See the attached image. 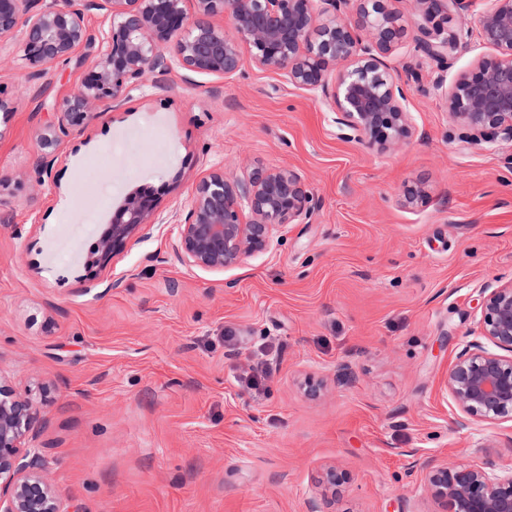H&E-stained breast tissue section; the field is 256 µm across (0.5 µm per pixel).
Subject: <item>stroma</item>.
Wrapping results in <instances>:
<instances>
[{
    "label": "stroma",
    "mask_w": 512,
    "mask_h": 512,
    "mask_svg": "<svg viewBox=\"0 0 512 512\" xmlns=\"http://www.w3.org/2000/svg\"><path fill=\"white\" fill-rule=\"evenodd\" d=\"M482 51L443 71L403 38L388 65L419 77L414 132L384 151L342 138L322 97L245 48L234 75L176 66L137 84L61 137L42 175L41 137L87 62L45 72L20 38L0 44V385L44 402L33 444L68 512H309L328 465L349 475L338 512H432L426 457L512 464V422L459 427L444 385L482 288L512 279V146L463 142L427 91ZM258 166L301 175L309 222L238 266L180 264L172 217L196 184ZM92 174L108 214L165 188L157 224L93 280L101 227L77 195ZM407 181L422 204H403ZM64 238L80 257L50 258Z\"/></svg>",
    "instance_id": "35a3bbf8"
}]
</instances>
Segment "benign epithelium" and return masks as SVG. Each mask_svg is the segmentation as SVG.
<instances>
[{"mask_svg": "<svg viewBox=\"0 0 512 512\" xmlns=\"http://www.w3.org/2000/svg\"><path fill=\"white\" fill-rule=\"evenodd\" d=\"M0 0V43L21 33L25 56L45 68L90 52L91 70L57 106L52 131L41 139L37 165L48 171L69 134L115 107L147 75L175 65L196 74H235L241 46L254 65L281 72L289 83L320 93L336 112L346 138L380 150L411 135L408 88L388 73L387 58L409 28L415 49L449 65L472 33L492 53L479 56L452 84L431 86L445 99L462 138L476 145L512 143V0H491L472 28L456 20L468 0H415L418 18L408 21L390 0H88L106 12L110 29L93 36L84 12L72 0ZM230 16L226 29L216 19ZM159 192L132 193L112 214L85 264L90 276L105 269L142 228L155 223ZM424 199L415 182L403 187V202ZM314 211L301 176L291 169L256 167L229 179L216 170L196 186L187 214L176 219L177 258L190 268L221 271L270 250L290 224ZM473 336L448 367L445 386L460 412L459 425L512 421V280L482 289ZM44 408L13 398L0 387V512H63L34 448ZM424 488L440 512H512V467L495 460L450 466L438 457L421 465ZM347 475L330 465L318 476L321 498L310 512H336Z\"/></svg>", "mask_w": 512, "mask_h": 512, "instance_id": "benign-epithelium-1", "label": "benign epithelium"}]
</instances>
